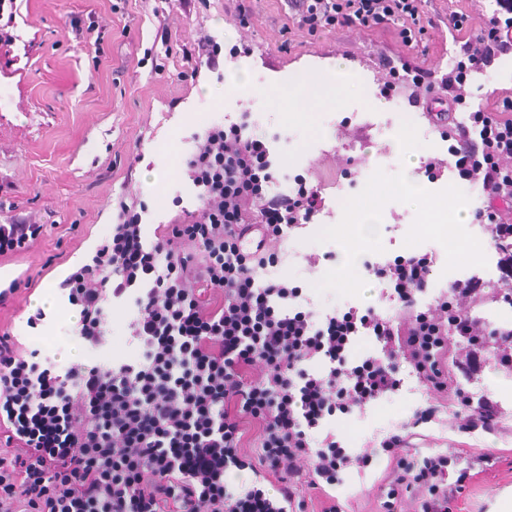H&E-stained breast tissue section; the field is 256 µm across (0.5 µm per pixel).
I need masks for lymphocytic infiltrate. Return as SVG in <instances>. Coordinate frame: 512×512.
I'll list each match as a JSON object with an SVG mask.
<instances>
[{
    "instance_id": "f902f5d3",
    "label": "lymphocytic infiltrate",
    "mask_w": 512,
    "mask_h": 512,
    "mask_svg": "<svg viewBox=\"0 0 512 512\" xmlns=\"http://www.w3.org/2000/svg\"><path fill=\"white\" fill-rule=\"evenodd\" d=\"M420 0H293L299 27H410ZM512 43V26L490 19L487 30L463 41L447 81L463 84L493 67ZM468 147L450 143L461 179H483L485 208L475 218L497 258L499 281L512 285V119L478 108ZM278 160L271 141L245 123L217 122L193 136L186 178L195 209L148 231L140 200L121 204L110 238L59 284L77 308L75 332L91 345L106 337L110 299L134 296L133 334L144 345L140 364L41 368L36 351L0 333V512H310L307 490L335 484L349 465L369 466L388 455L382 487L385 512H453L459 494L481 465L459 453L421 459L406 454L408 437L394 435L380 449L350 455L340 441L311 445L310 433L339 415L362 411L403 381L398 362L410 365L427 393L447 402L463 429L493 433L497 401L471 403L463 383L489 365L512 369V329L492 330L474 316L486 301L479 280L457 282L436 305L420 307L432 254L398 255L367 264L399 307L396 321L374 309L348 308L317 316L301 287L258 286L257 274L279 260L287 230L309 223L322 209L318 188L270 194ZM261 235L243 254L238 238ZM43 233L32 215L0 221V255L20 254ZM222 293L212 303L211 293ZM373 336L376 355L351 359L359 333ZM320 358L325 369L309 373ZM258 376L245 380L244 368ZM261 425L257 455L242 446L241 423ZM252 469L257 481L236 488L229 469ZM275 478L277 496L261 479Z\"/></svg>"
}]
</instances>
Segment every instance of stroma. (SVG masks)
Segmentation results:
<instances>
[{
  "instance_id": "1",
  "label": "stroma",
  "mask_w": 512,
  "mask_h": 512,
  "mask_svg": "<svg viewBox=\"0 0 512 512\" xmlns=\"http://www.w3.org/2000/svg\"><path fill=\"white\" fill-rule=\"evenodd\" d=\"M153 7V0H0V212L32 214L48 226L26 252L0 256V266L18 279L17 291L0 306V329L38 350L43 367L62 373L77 364L141 360L143 345L129 327L134 303L113 308L107 343L93 347L76 335V311L62 292L43 324L28 327L36 312L32 298L59 285L110 236L122 196L147 203V224L168 223L178 207L194 208L196 191L182 175L191 136L228 115L262 117L265 132L289 136L311 184L322 187L324 206L314 223L288 231L279 246L289 280L305 286L318 315L355 306L393 317L395 304L382 302L381 281L364 267L381 253L406 256L431 248L441 265L466 263L489 250L469 221L473 208L459 197L464 190L485 200L482 186L453 176L449 196L442 197L420 172L435 134L430 125L417 118L408 131H396L391 160L382 168L374 166L376 147L364 149L362 165L372 168V178L344 190L336 169L350 151L337 139L334 120L352 110L387 111L383 96L372 91L381 53L431 70L454 55L451 33L426 21L433 10L467 15L476 33L487 22L490 0H425L409 46L393 32L298 28L285 0H253L245 17L229 0H195L191 18L174 13L166 21L176 48L171 55L157 36ZM90 26L91 41L84 36ZM201 29L214 36L223 55H232L237 41L249 45L246 77L220 79L205 70L190 77L191 66L177 48ZM473 92L487 110L512 115V74L494 69L476 75ZM297 96L302 112L288 117L283 104ZM317 223L331 226L329 241L314 236ZM451 239L457 247L450 252ZM398 376L400 391L364 415L316 429L315 442L355 436L360 445L374 444L402 433L415 411L435 408L413 446L487 454L483 472L457 506L460 512H501L512 498V371L488 369L465 386L471 399L489 395L499 402L505 430L497 435L457 431L447 405L435 403L407 364H400ZM386 465L382 457L364 469L349 467L338 484L315 497L339 512H382L377 495Z\"/></svg>"
}]
</instances>
